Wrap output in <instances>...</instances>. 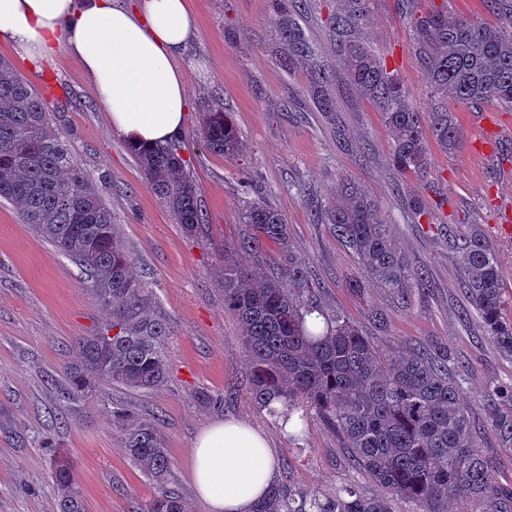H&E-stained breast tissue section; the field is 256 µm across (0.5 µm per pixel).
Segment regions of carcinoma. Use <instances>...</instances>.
I'll return each mask as SVG.
<instances>
[{"label":"carcinoma","mask_w":512,"mask_h":512,"mask_svg":"<svg viewBox=\"0 0 512 512\" xmlns=\"http://www.w3.org/2000/svg\"><path fill=\"white\" fill-rule=\"evenodd\" d=\"M286 46L284 62L308 65L309 95L321 111H336L329 97V72L295 22L302 0H270ZM410 10L418 55L426 71L430 110L410 100L397 74L361 37L370 0H341L330 17L329 37L355 96L373 104L393 141L392 160L401 172L424 174L430 149L429 124L445 151L458 147V131L448 101L479 108L494 101L512 107V8L506 27L478 26L466 18L448 19L445 9ZM58 106L0 56V201L10 204L31 230L74 263L97 301L108 312L106 324L73 341L76 360L62 376L48 377L65 406L80 407L105 385L142 391L167 378L166 348L171 331L153 316L145 282L134 275L112 217V208L91 175L77 162L54 122ZM200 138L226 157L243 143L224 107L203 114ZM151 191L188 235L201 227L200 189L186 168L179 140L151 149L130 148ZM242 233L224 247L221 284L224 309L238 321L249 363L248 399L260 409L280 401L288 414L301 406L337 433L348 461L380 489L367 495L358 485L322 497L296 500L275 485L254 512H448L466 499L479 512H512V490L495 485L494 470L482 454L473 426V407L459 397L463 365H448V352L411 348L403 355L382 354L375 338L341 312L329 313L318 300L308 271L288 242L285 218L263 201L243 209ZM320 223L355 260L360 279L379 289L392 306L408 309L428 287L426 273L411 266L379 219L377 201L345 179L336 200L321 209ZM278 260L270 263L271 249ZM251 258L243 265L238 253ZM460 288L485 336L512 358V320L504 316L497 251L481 225L472 224L457 246ZM317 315L323 326L308 325ZM369 324L389 325L386 309L374 307ZM195 401L224 409V396L197 392ZM121 434L128 459L154 489L140 512H190L168 485L170 458L157 419L138 415L120 403H106ZM489 429L501 447L512 449V383L497 384L484 396ZM52 483L57 512H86L73 462L55 460Z\"/></svg>","instance_id":"carcinoma-1"}]
</instances>
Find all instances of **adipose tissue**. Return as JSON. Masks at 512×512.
Here are the masks:
<instances>
[{
  "label": "adipose tissue",
  "mask_w": 512,
  "mask_h": 512,
  "mask_svg": "<svg viewBox=\"0 0 512 512\" xmlns=\"http://www.w3.org/2000/svg\"><path fill=\"white\" fill-rule=\"evenodd\" d=\"M198 25L191 0H0V41L32 62L68 48L113 133L136 147L181 133L190 100L179 62ZM278 468L264 433L234 418L210 424L191 451L208 512H254Z\"/></svg>",
  "instance_id": "obj_1"
}]
</instances>
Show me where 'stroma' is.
<instances>
[{"instance_id":"1","label":"stroma","mask_w":512,"mask_h":512,"mask_svg":"<svg viewBox=\"0 0 512 512\" xmlns=\"http://www.w3.org/2000/svg\"><path fill=\"white\" fill-rule=\"evenodd\" d=\"M199 30L182 65L190 102L183 130V155L201 190L204 224L196 235L183 232L173 214L147 187L135 156L114 136L94 89L77 60L60 50L37 65L14 58L9 45L0 55L43 94L68 100L57 126L81 167L92 174L111 204L119 235L134 258V270L152 294L155 317L171 330L168 380L158 388L128 392L102 387L92 402L67 409L47 383L70 360L72 341L103 326L108 316L85 288L77 268L23 224L0 202V512H56L50 473L55 456L73 460L87 512H132L145 506L154 489L131 464L104 409L114 399L139 413H155L171 458L170 482L190 512H207L190 473L196 436L221 418H237L262 430L279 460L278 483L307 497L361 485L376 487L351 467L336 433L316 414L288 435L266 411L244 395L249 368L241 329L224 309L218 257L241 230L246 202L262 199L285 216L290 243L305 260L323 306L365 322L369 305L385 304L379 290L353 295L348 287L359 272L340 243L314 214L332 201L341 180L362 186L379 203V217L412 265L427 270L432 287L410 309H390L381 350L394 353L415 344L448 346L468 372L461 393L474 404L478 444L496 472L498 486L512 487V450L500 448L478 403L490 385L512 381V359L502 356L482 334L459 287L455 235L482 225L496 244L507 313L512 316V239L495 226L498 203L512 202V111L483 106L502 139L498 153L477 152L479 128L464 119L467 105L449 101L459 132L452 153L433 148L427 178L400 172L392 163V138L368 102L356 99L326 35V21L339 0H309L300 17L318 57L334 70L329 87L337 119L317 112L306 86L304 65L281 66L283 52L269 0H192ZM446 8L479 24L498 25L501 12L490 0H416L429 12ZM361 35L385 57L421 109L429 107L426 72L409 16L400 0H371ZM230 112L244 143L227 157L210 151L196 131L213 104ZM421 194L443 197L435 223L416 224L402 199ZM224 397L217 412L198 406L193 392ZM64 426L50 422L51 415ZM52 438L55 450L34 444Z\"/></svg>"}]
</instances>
